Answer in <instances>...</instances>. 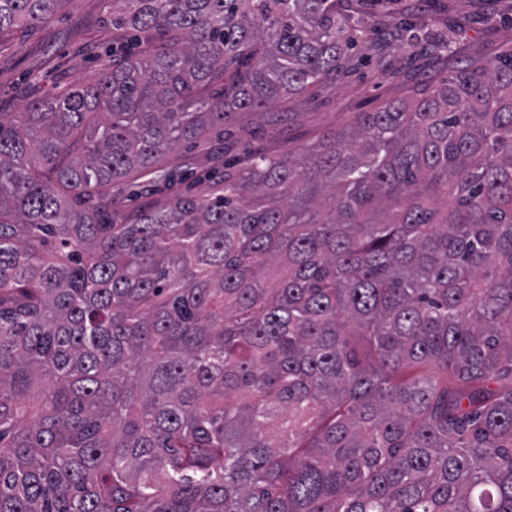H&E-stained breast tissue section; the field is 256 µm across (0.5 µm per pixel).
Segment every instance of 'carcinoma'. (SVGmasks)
Listing matches in <instances>:
<instances>
[{
	"mask_svg": "<svg viewBox=\"0 0 512 512\" xmlns=\"http://www.w3.org/2000/svg\"><path fill=\"white\" fill-rule=\"evenodd\" d=\"M120 2L140 43L0 112V512H512V55L119 224L353 46L341 0ZM150 177L143 179L132 177L120 187L122 203L117 212L119 218L137 211L146 204L152 203L154 199H164L167 197L168 192L163 187L164 181L151 179Z\"/></svg>",
	"mask_w": 512,
	"mask_h": 512,
	"instance_id": "1",
	"label": "carcinoma"
}]
</instances>
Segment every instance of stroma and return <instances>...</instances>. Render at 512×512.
I'll use <instances>...</instances> for the list:
<instances>
[{
    "label": "stroma",
    "instance_id": "1",
    "mask_svg": "<svg viewBox=\"0 0 512 512\" xmlns=\"http://www.w3.org/2000/svg\"><path fill=\"white\" fill-rule=\"evenodd\" d=\"M114 0H68L50 27H26L0 42V112H21L59 87L86 83L100 71L101 49L112 41ZM347 14L368 30L338 75L259 111L237 113L228 140L186 142L159 170L182 167L178 190L208 191L205 175L248 153L278 154L346 125L360 112L410 97L448 77L465 59L487 62L512 51V0H346ZM406 21L387 30L388 14ZM447 40L440 49L439 40Z\"/></svg>",
    "mask_w": 512,
    "mask_h": 512
}]
</instances>
